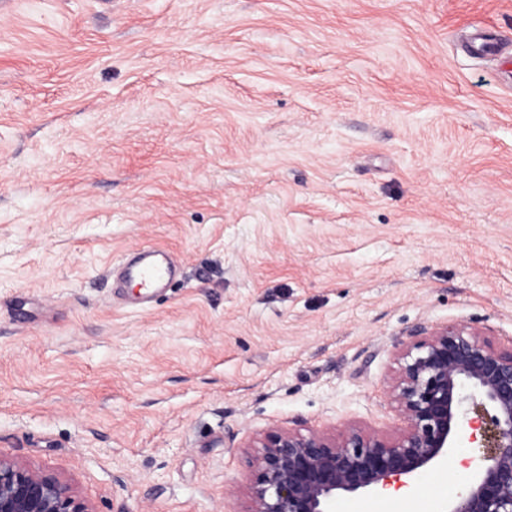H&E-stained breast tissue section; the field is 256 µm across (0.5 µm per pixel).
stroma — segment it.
<instances>
[{"label": "stroma", "mask_w": 512, "mask_h": 512, "mask_svg": "<svg viewBox=\"0 0 512 512\" xmlns=\"http://www.w3.org/2000/svg\"><path fill=\"white\" fill-rule=\"evenodd\" d=\"M148 246L181 274L136 307ZM448 322L512 346V0L0 8L1 456L244 512L245 442L394 435L395 345ZM477 458L331 510L448 512Z\"/></svg>", "instance_id": "stroma-1"}]
</instances>
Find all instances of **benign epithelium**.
Instances as JSON below:
<instances>
[{
  "label": "benign epithelium",
  "instance_id": "7a95c632",
  "mask_svg": "<svg viewBox=\"0 0 512 512\" xmlns=\"http://www.w3.org/2000/svg\"><path fill=\"white\" fill-rule=\"evenodd\" d=\"M396 356V434L349 425L337 433L273 428L251 439L246 512H330L337 496L437 467L466 435L483 452L448 512H512V347L451 322L414 330ZM0 512L93 510L61 476L0 456Z\"/></svg>",
  "mask_w": 512,
  "mask_h": 512
}]
</instances>
